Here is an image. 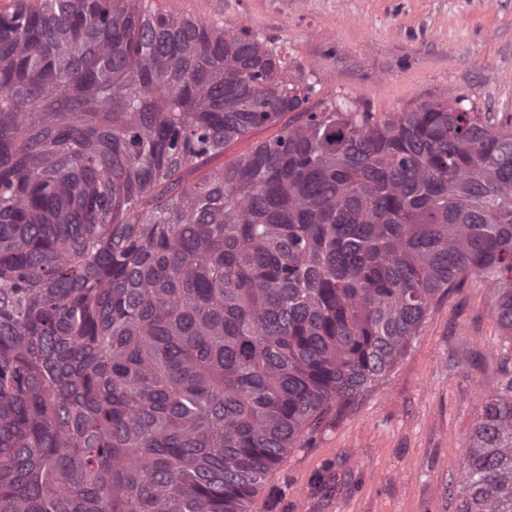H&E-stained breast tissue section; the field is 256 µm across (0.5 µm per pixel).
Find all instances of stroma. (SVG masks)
<instances>
[{
    "mask_svg": "<svg viewBox=\"0 0 512 512\" xmlns=\"http://www.w3.org/2000/svg\"><path fill=\"white\" fill-rule=\"evenodd\" d=\"M247 28L315 81L308 105L348 101L388 115L460 96L512 121V0H145ZM230 142L193 181L291 122ZM477 279L435 301L375 389L332 405L270 476L253 512H456L463 453L512 352Z\"/></svg>",
    "mask_w": 512,
    "mask_h": 512,
    "instance_id": "35a3bbf8",
    "label": "stroma"
}]
</instances>
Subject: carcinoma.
Here are the masks:
<instances>
[{
	"label": "carcinoma",
	"mask_w": 512,
	"mask_h": 512,
	"mask_svg": "<svg viewBox=\"0 0 512 512\" xmlns=\"http://www.w3.org/2000/svg\"><path fill=\"white\" fill-rule=\"evenodd\" d=\"M287 66L143 0L0 11V512H252L434 298L488 281L512 336V130L312 112ZM461 467L456 512H512V357ZM292 115L293 114L290 113L282 116L276 126L269 128H258L254 130L246 139L230 142L224 149V157L210 158L202 161L199 168L187 169L182 172L181 175L186 182L194 181L206 171L222 167L224 164L229 163L234 157L248 151L256 143L276 136L281 127H288V123L293 122Z\"/></svg>",
	"instance_id": "obj_1"
}]
</instances>
